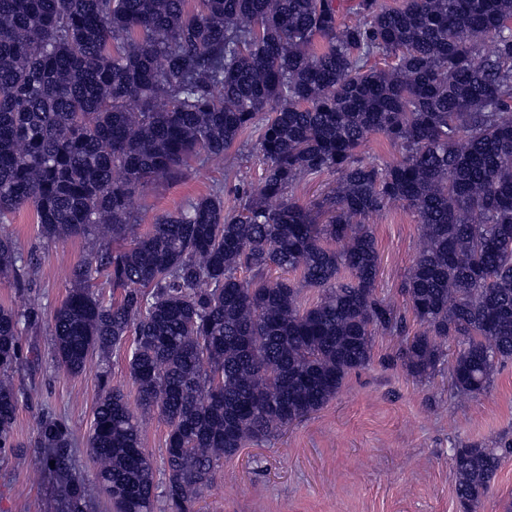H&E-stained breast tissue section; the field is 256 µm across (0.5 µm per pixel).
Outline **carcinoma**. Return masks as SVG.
<instances>
[{"label":"carcinoma","mask_w":512,"mask_h":512,"mask_svg":"<svg viewBox=\"0 0 512 512\" xmlns=\"http://www.w3.org/2000/svg\"><path fill=\"white\" fill-rule=\"evenodd\" d=\"M379 56L393 62L369 65ZM255 126L263 172L234 208L216 188L138 232L141 189L191 155L223 165ZM373 134L395 163L364 162ZM324 172L336 183L321 200L293 195ZM393 202L419 227L412 335L375 288L366 221ZM25 207L44 239L85 246L54 313L58 365L79 374L134 333L136 403L168 428L167 512H197L224 460L335 398L380 331L405 337L396 360L419 379L454 340L452 385L480 394L512 361V0H357L350 23L334 0H0V222ZM121 238L130 247L110 249ZM30 268L0 236V277L24 284ZM101 272L110 302L93 291ZM21 320L0 307V453ZM101 377L86 441L97 486L112 512H154L141 424ZM37 435L61 509L82 512L66 429L46 417ZM508 456L512 439L453 449L460 512H478Z\"/></svg>","instance_id":"cac0c4a2"}]
</instances>
